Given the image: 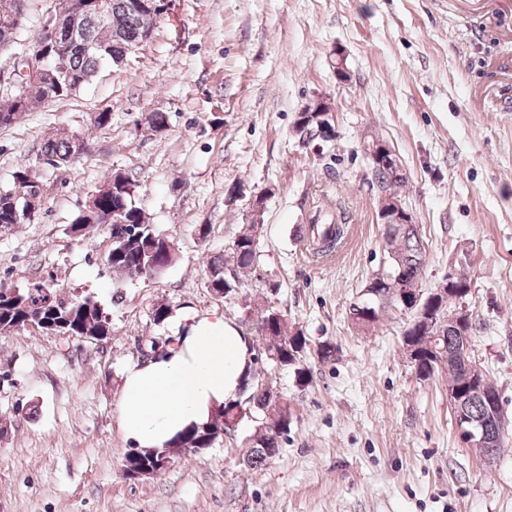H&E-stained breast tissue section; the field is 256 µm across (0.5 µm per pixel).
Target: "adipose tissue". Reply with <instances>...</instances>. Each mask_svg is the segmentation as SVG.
Wrapping results in <instances>:
<instances>
[{"instance_id": "1", "label": "adipose tissue", "mask_w": 512, "mask_h": 512, "mask_svg": "<svg viewBox=\"0 0 512 512\" xmlns=\"http://www.w3.org/2000/svg\"><path fill=\"white\" fill-rule=\"evenodd\" d=\"M253 351L241 330L220 316L190 324L178 348L129 368L118 424L125 441L149 450L205 423L236 398Z\"/></svg>"}]
</instances>
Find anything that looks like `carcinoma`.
I'll list each match as a JSON object with an SVG mask.
<instances>
[{
    "mask_svg": "<svg viewBox=\"0 0 512 512\" xmlns=\"http://www.w3.org/2000/svg\"><path fill=\"white\" fill-rule=\"evenodd\" d=\"M162 0H101L92 7L84 26L74 35L71 51L65 61L61 76V96L71 93L67 83L83 79L90 81L105 63L119 65L130 48L138 46L152 32ZM44 103L38 95L18 101L13 98L0 103V128L13 125L23 113L35 105ZM321 107L299 114L297 132L303 137H312L320 129ZM73 135L56 133L43 141L41 156L54 167L73 161ZM375 182L384 199L398 197L395 188L404 182L397 166H374ZM137 184L127 177L114 186V191L101 203L105 214H112L110 234L116 238L106 262L112 271L130 279L155 275L164 271L174 260L171 242L149 224L140 208L133 204ZM347 217L344 212L336 214V222L310 225L308 245L317 255L323 254L339 244L344 235ZM387 256L392 261L391 276L401 275L408 283L422 284L426 248L415 224H387L384 228ZM257 225L249 224L238 234L231 256L214 258L209 267V282L224 287V297L237 293L241 285L240 274L248 272L258 264ZM368 293L361 298L358 307L369 312L368 326L379 321V310L393 305L390 284L374 273L366 281ZM265 335L256 342H268L279 357L277 365L295 368V377L300 385L310 382L308 372L300 367L308 340L299 330L286 331L284 316L273 309L264 311ZM437 313H424L419 327L430 325L431 335L439 337L441 353L434 355L423 348V355L414 365L421 379L431 378L432 364L436 357L443 359L444 374L449 383L468 378L477 382L488 392H497L494 384L485 375H476L471 369H458V346L460 335L448 325L432 322ZM67 327L74 335L86 339L102 340L112 332L111 320L96 301L89 297L65 299L58 290L42 281H33L20 289L0 288V332H9L28 326L44 329L48 326ZM243 397L224 405L210 421L197 425L178 436L163 448L136 450L125 455L124 466L131 469H148L161 473L171 461V449L208 448L218 433L236 419L253 418L255 429L250 436V454L247 466H258L276 457L280 438L288 431L292 414L290 404L282 396H276L264 388L247 381L240 390Z\"/></svg>",
    "mask_w": 512,
    "mask_h": 512,
    "instance_id": "obj_1",
    "label": "carcinoma"
}]
</instances>
